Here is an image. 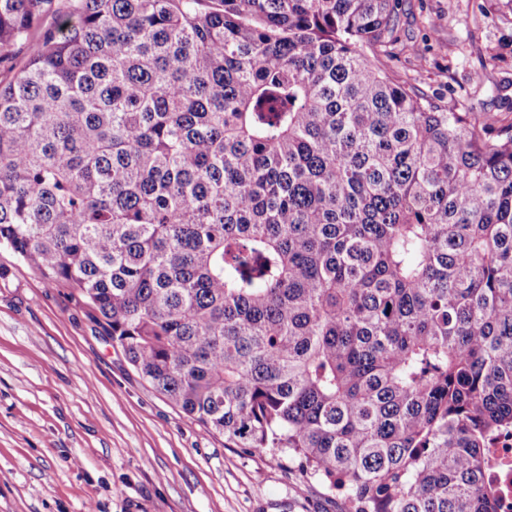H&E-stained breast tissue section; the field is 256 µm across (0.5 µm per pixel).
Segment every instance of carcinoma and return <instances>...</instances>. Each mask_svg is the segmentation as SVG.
Returning a JSON list of instances; mask_svg holds the SVG:
<instances>
[{"mask_svg": "<svg viewBox=\"0 0 512 512\" xmlns=\"http://www.w3.org/2000/svg\"><path fill=\"white\" fill-rule=\"evenodd\" d=\"M395 30V0H0V60L33 48L0 82V247L343 512H499L512 122L369 64Z\"/></svg>", "mask_w": 512, "mask_h": 512, "instance_id": "carcinoma-1", "label": "carcinoma"}]
</instances>
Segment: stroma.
Masks as SVG:
<instances>
[{"mask_svg":"<svg viewBox=\"0 0 512 512\" xmlns=\"http://www.w3.org/2000/svg\"><path fill=\"white\" fill-rule=\"evenodd\" d=\"M393 77L512 120V0H401ZM344 491L247 454L158 394L86 307L0 248V512H341Z\"/></svg>","mask_w":512,"mask_h":512,"instance_id":"obj_1","label":"stroma"}]
</instances>
